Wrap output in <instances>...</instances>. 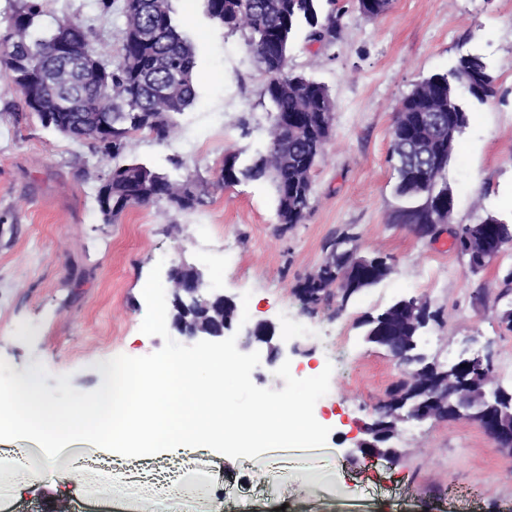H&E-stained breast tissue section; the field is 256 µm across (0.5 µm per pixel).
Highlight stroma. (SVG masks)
<instances>
[{
  "mask_svg": "<svg viewBox=\"0 0 512 512\" xmlns=\"http://www.w3.org/2000/svg\"><path fill=\"white\" fill-rule=\"evenodd\" d=\"M336 38L307 40L299 24L288 68L325 85L335 103L332 132L312 171L310 208L302 223H278L272 186L219 180L225 155L248 163L266 143L272 106L266 77L242 32L219 27L204 0H172L197 57V99L175 116L163 142L131 137L123 154L153 170L191 180L202 202L182 211L166 203L127 207L103 223L96 192L108 169L87 144L44 127L37 117L15 120L20 97L0 80V386L36 374L43 392L68 403L90 398L102 369L125 360L143 369L198 344L169 326L166 273L186 263L203 271L209 288L235 299L241 327L272 321L294 347L288 363L242 350L226 337L224 351L249 372L234 387L238 411L256 394L292 401L307 411L315 442L300 451L256 458L243 448L198 452L200 471L214 477L210 497L126 474L84 471V490L68 504H121L126 512H206L224 496L257 494L275 512L304 503L310 512H400L411 495L415 512H512V455L500 451L470 420L401 423L397 462L357 451L358 427L405 377L387 352L364 340L362 319L403 297L427 299L436 315L424 351L439 362L463 345L492 348L499 383L512 391V330L499 317L512 308V247L471 274L449 236L420 238L391 223L400 200L390 160L397 103L421 80L481 56L495 93L463 95L469 122L446 168L452 222L475 224L492 213L512 219V0H393L390 10L363 19L354 0ZM122 0L103 11L100 0H47L42 22L76 20L90 30L102 60L114 61L126 19ZM350 236L359 254L389 255L394 269L348 301L305 308L298 291L320 265L328 240ZM487 295H480V288Z\"/></svg>",
  "mask_w": 512,
  "mask_h": 512,
  "instance_id": "35a3bbf8",
  "label": "stroma"
}]
</instances>
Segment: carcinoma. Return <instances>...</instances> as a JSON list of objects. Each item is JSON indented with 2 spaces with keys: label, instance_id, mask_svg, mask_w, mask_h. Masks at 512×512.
I'll return each mask as SVG.
<instances>
[{
  "label": "carcinoma",
  "instance_id": "obj_1",
  "mask_svg": "<svg viewBox=\"0 0 512 512\" xmlns=\"http://www.w3.org/2000/svg\"><path fill=\"white\" fill-rule=\"evenodd\" d=\"M172 0H124L127 24L118 61L103 63L111 74L112 90H102L92 82L82 83L74 92L81 97V106L72 116V124L84 129L99 116L112 117V142L101 143L95 152L106 160H114L105 176L112 190L110 207H99L104 223L131 205L165 202L179 210H192L197 201L184 182L157 172L143 163L119 161L130 136L148 132L157 141L169 138L174 128V116L191 107L197 98L195 81V48L189 35L179 26L171 6ZM208 15L225 29L244 31L245 42L267 82L264 94L273 104L274 112L264 150L246 165H235L231 183L242 180H268L277 199L280 224H299L310 208L312 171L324 155L320 129L332 126L334 103L327 88L301 74L288 71V50L300 21L309 27L308 41L324 43L336 38L340 10L336 0H205ZM11 17L24 31V37L11 44L0 42V55L24 56L36 72H51L67 66L72 59L56 53L54 43L61 25L45 27L43 0H13ZM69 42L83 45L91 41L90 31L81 24L66 31ZM0 77L22 96V107L15 113L20 120L31 109L30 97L43 96L47 87L39 82L21 84L0 71ZM178 89L172 96H158V89L172 80ZM431 87L443 97L436 104L443 113L442 126L460 134L468 123V112L462 103L448 111V95L459 98V89L483 101L495 93L494 78L487 64L477 55L461 57L457 65L445 74H435L417 83L396 107L390 131V154L399 151L402 141L417 139L427 143L432 152L442 147L436 132L415 120L425 105L417 101L418 89ZM401 178L395 185V195L402 205L391 217L393 224H430L427 196L432 181H446L431 169L425 183L407 179L416 169H399ZM338 240L324 246L325 257L311 274L301 291L306 305L316 306L334 295L338 267L334 250Z\"/></svg>",
  "mask_w": 512,
  "mask_h": 512
}]
</instances>
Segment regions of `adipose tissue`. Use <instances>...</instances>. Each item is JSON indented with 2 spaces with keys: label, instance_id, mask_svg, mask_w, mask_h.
Returning <instances> with one entry per match:
<instances>
[{
  "label": "adipose tissue",
  "instance_id": "adipose-tissue-1",
  "mask_svg": "<svg viewBox=\"0 0 512 512\" xmlns=\"http://www.w3.org/2000/svg\"><path fill=\"white\" fill-rule=\"evenodd\" d=\"M247 380L235 360L205 352L147 368L137 385L116 389L107 381L92 398L59 403L27 375L0 388V427L53 444L89 438L107 454L224 447L258 453L283 438L306 446L312 432L298 405H274L259 396L251 414L235 412L231 391Z\"/></svg>",
  "mask_w": 512,
  "mask_h": 512
}]
</instances>
